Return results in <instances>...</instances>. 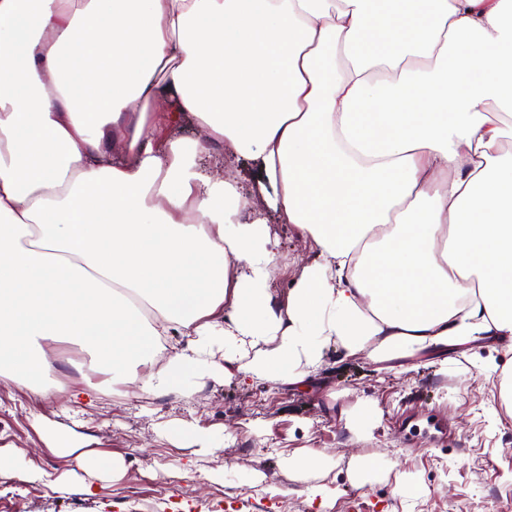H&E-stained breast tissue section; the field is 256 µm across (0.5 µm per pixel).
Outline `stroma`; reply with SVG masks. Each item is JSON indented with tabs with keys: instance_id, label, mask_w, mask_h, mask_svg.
<instances>
[{
	"instance_id": "obj_1",
	"label": "stroma",
	"mask_w": 512,
	"mask_h": 512,
	"mask_svg": "<svg viewBox=\"0 0 512 512\" xmlns=\"http://www.w3.org/2000/svg\"><path fill=\"white\" fill-rule=\"evenodd\" d=\"M205 171L237 179L282 242L274 288L284 291L310 257V245L291 225L279 223L245 161L221 155L202 163ZM47 384L36 398L0 376V453L22 454L44 472V480L0 478V512H16V496L29 512H224L240 500L242 512H505L512 505V413L496 399L489 365L512 366V346L479 339L452 351L454 365L437 355L396 360L382 367L357 356L340 359L328 351L311 380L273 384L232 378L208 381L192 397L176 392L140 396L137 389L105 381L93 404L70 401L62 382L88 356L63 347ZM375 411L371 439L350 426L361 405ZM448 421L456 442L429 433L406 445L394 423L403 418L425 425ZM192 426L210 433L215 453L201 457L193 446L170 440L168 432ZM74 438L82 450L112 458L109 476L90 479L76 455H62L49 435ZM327 455L332 465L286 478L281 454ZM374 456L376 468L358 477L353 460ZM72 472V488L54 492L50 479ZM416 477L412 492L398 493L402 474ZM325 485V501L309 489Z\"/></svg>"
}]
</instances>
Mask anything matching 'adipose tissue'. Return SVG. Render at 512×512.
Listing matches in <instances>:
<instances>
[{"label":"adipose tissue","instance_id":"obj_1","mask_svg":"<svg viewBox=\"0 0 512 512\" xmlns=\"http://www.w3.org/2000/svg\"><path fill=\"white\" fill-rule=\"evenodd\" d=\"M392 2L0 0V372L67 337L188 397L512 341V0ZM224 149L310 245L286 295Z\"/></svg>","mask_w":512,"mask_h":512}]
</instances>
